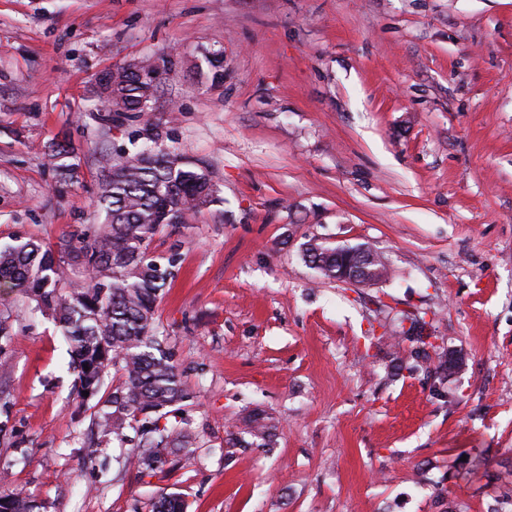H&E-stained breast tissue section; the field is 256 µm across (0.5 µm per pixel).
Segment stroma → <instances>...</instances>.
Returning <instances> with one entry per match:
<instances>
[{"mask_svg": "<svg viewBox=\"0 0 512 512\" xmlns=\"http://www.w3.org/2000/svg\"><path fill=\"white\" fill-rule=\"evenodd\" d=\"M224 54V81L206 57ZM165 56L151 110L105 116L113 66ZM68 136L66 185L47 157ZM206 171L218 202L169 226L155 309L197 449L149 471L97 441L52 318L0 288L1 494L44 512H488L512 492V0H0V245L98 222L96 153L132 140ZM381 251L370 287L322 278L311 238ZM424 322L463 361L408 372ZM252 413L267 446H232ZM479 449L490 482L467 473Z\"/></svg>", "mask_w": 512, "mask_h": 512, "instance_id": "1", "label": "stroma"}]
</instances>
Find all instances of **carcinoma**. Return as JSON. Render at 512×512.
Returning <instances> with one entry per match:
<instances>
[{"label": "carcinoma", "instance_id": "obj_1", "mask_svg": "<svg viewBox=\"0 0 512 512\" xmlns=\"http://www.w3.org/2000/svg\"><path fill=\"white\" fill-rule=\"evenodd\" d=\"M155 88L135 76L117 74L107 101L125 116H142ZM48 157L61 173L76 168L67 139L50 146ZM97 200L104 220L94 234L78 241L63 238L52 248L34 237H17L0 247V284L34 302V309L52 316L73 347L76 393L81 401L97 399L94 424L99 442L93 460L112 440L124 442L126 430L141 424L135 466L161 468L170 457L189 455L196 436L183 417L189 400L182 374L155 334L156 303L173 276L176 259L162 263L150 253V243L163 225L185 224L189 216L216 200L205 171L168 153L143 148L118 160L101 152ZM306 261L325 278L336 279V246L313 239ZM89 370H84V367ZM121 382L108 383L109 370ZM89 392L85 397L82 392ZM171 416L174 422L160 424ZM272 419L257 415L244 433L260 441L272 435ZM36 501L0 495V512H39ZM181 496L163 494L153 512H185Z\"/></svg>", "mask_w": 512, "mask_h": 512}]
</instances>
